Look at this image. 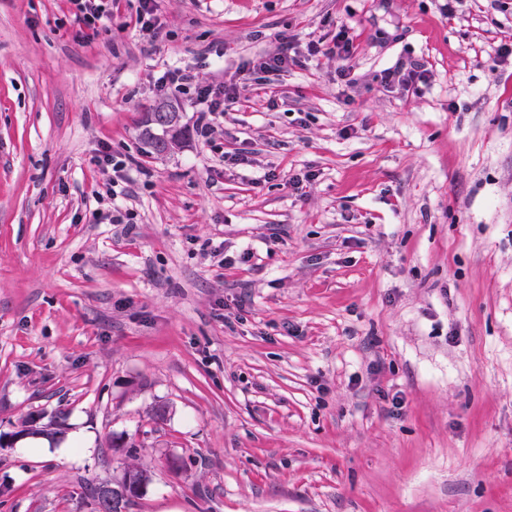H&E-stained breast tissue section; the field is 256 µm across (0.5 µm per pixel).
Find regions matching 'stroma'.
<instances>
[{
  "label": "stroma",
  "instance_id": "35a3bbf8",
  "mask_svg": "<svg viewBox=\"0 0 512 512\" xmlns=\"http://www.w3.org/2000/svg\"><path fill=\"white\" fill-rule=\"evenodd\" d=\"M138 7L80 40L71 0H0V432L67 413L0 447V512H95L130 465L127 512H512V0H159L153 44ZM342 24L344 80L304 52ZM288 34L211 143L181 97L151 153L163 65L240 83ZM410 62L422 94L380 84ZM297 63V52L293 46V42L284 36L277 53L262 57L256 64L248 68L243 80H251L253 73L258 71L270 72L281 71L284 68L290 67ZM153 112H147V116L145 119V129L143 132L144 140L146 144H148L155 152H159V146L163 143L167 138V136L171 135V137H176L177 135L181 136L183 134V129L179 124L175 127H164L154 123L152 119ZM159 129L162 133L156 134L152 130L153 128Z\"/></svg>",
  "mask_w": 512,
  "mask_h": 512
}]
</instances>
